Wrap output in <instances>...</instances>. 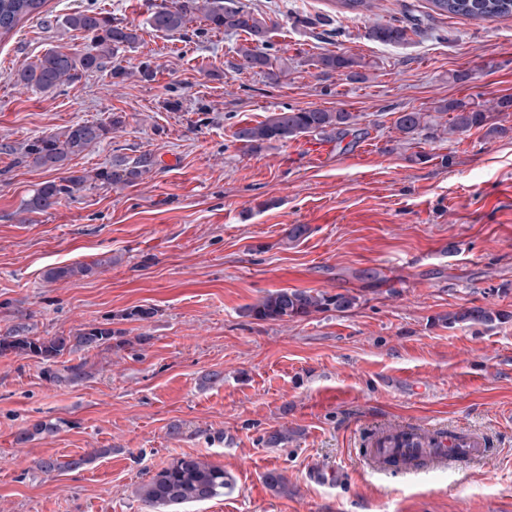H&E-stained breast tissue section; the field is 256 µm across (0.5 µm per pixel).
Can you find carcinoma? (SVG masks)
<instances>
[{
  "instance_id": "obj_1",
  "label": "carcinoma",
  "mask_w": 512,
  "mask_h": 512,
  "mask_svg": "<svg viewBox=\"0 0 512 512\" xmlns=\"http://www.w3.org/2000/svg\"><path fill=\"white\" fill-rule=\"evenodd\" d=\"M431 3L441 15L476 20L512 17V0H431ZM44 6L45 0H0V36L13 31L23 18L41 14ZM198 16L213 30L246 34L244 43L237 49V70L256 69L274 82L279 81L287 70L283 65L276 66L264 51L270 32L267 19L235 5L233 0H166L151 13L149 25L158 32L179 34ZM62 24L90 38V48L84 53L50 49L19 68L13 75L15 84L51 91L88 73L106 71L113 78L128 76L124 67L112 65V57L121 50L136 47L140 40L138 30L117 24L102 12L91 9L65 16ZM368 36L388 45H402L409 39L408 29L392 21L373 23L368 29ZM317 65L324 72H338L351 80L366 79L360 71L363 67L361 60L345 52L324 53L319 56ZM511 112V95L502 96L489 106L481 101V96L469 95L441 99L431 112H400L394 120V127L405 142L420 137L452 140L473 129L483 130L485 136L493 138L512 132V127L499 123L500 116ZM442 114L448 115V120L443 123L438 121ZM123 124V116L114 114L107 123L76 122L57 133L35 137L18 147L10 143L0 144V152L13 157L16 166L24 164L64 173L59 180L48 181L36 189L25 202L24 210L46 212L64 201L76 200L92 189L132 185L151 173L155 161L146 155L133 161L118 155L110 166L92 171L69 166L72 158L100 143ZM358 125L359 115L352 112L283 108L260 122L239 127L234 137L243 147L256 150L272 141L288 142L308 133L334 132L344 136L360 131ZM92 269V265L85 263L56 266L47 269L44 278L51 282L70 280L85 276ZM356 303L357 297L348 291L331 295L313 289H281L269 292L247 306L245 314L258 321H294L332 309L348 310ZM510 317L507 313L494 314L481 306H471L444 316L441 321L448 325H489ZM121 335L122 331L102 324L73 336L36 338L29 335L28 329L19 326L0 336V355L14 353L46 363L65 353L110 351L112 339ZM44 374L55 383L68 384H78L90 377L88 361L84 357L57 372L48 368ZM57 429V424L41 421L21 430L16 441L24 443L36 435L51 434ZM93 459L92 454L66 461L48 457L37 462V469L46 475L76 471ZM264 482L277 493L288 492V478L280 471L267 472ZM232 487V479L224 467L198 455L183 454L142 481L135 488V495L149 512H183L185 506L221 497Z\"/></svg>"
}]
</instances>
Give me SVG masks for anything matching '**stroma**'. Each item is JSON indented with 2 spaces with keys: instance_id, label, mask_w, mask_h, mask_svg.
<instances>
[{
  "instance_id": "obj_1",
  "label": "stroma",
  "mask_w": 512,
  "mask_h": 512,
  "mask_svg": "<svg viewBox=\"0 0 512 512\" xmlns=\"http://www.w3.org/2000/svg\"><path fill=\"white\" fill-rule=\"evenodd\" d=\"M157 2H47L51 16L93 6L137 29L120 83L96 72L50 92L21 88V66L87 40L38 16L0 37V143L116 113L124 127L71 167L156 161L136 185L25 217L24 202L58 174L0 154V336L19 324L50 337L108 322L130 341L87 353L93 375L71 386L49 381L36 359L0 356V512H146L134 488L184 453L235 481L187 512H512V132L406 143L393 126L396 113L442 99L512 94V17L439 15L429 0H374L362 14L339 0H240L273 22L265 51L288 64L274 83L236 70L242 36L201 19L179 35L154 31ZM408 12L423 21L408 43L368 38L373 21ZM338 49L361 59L366 80L315 67ZM465 69L471 80L452 82ZM286 107L359 114L368 135L241 148L238 127ZM297 224L307 232L294 240ZM76 262L95 268L45 280ZM296 288L358 302L294 322L245 316L265 293ZM470 306L508 318L439 323ZM137 307L155 314L127 319ZM215 371L220 380L202 384ZM40 421L60 429L16 443ZM394 426L475 432L488 454L418 475L373 473L366 451ZM276 430L288 439L273 447ZM91 452L78 471L36 468ZM273 469L287 475V494L264 485ZM317 470L338 479L314 481ZM92 269V265L85 263L56 266L47 269L44 273V278L51 282L70 280L73 278L85 276L90 273Z\"/></svg>"
}]
</instances>
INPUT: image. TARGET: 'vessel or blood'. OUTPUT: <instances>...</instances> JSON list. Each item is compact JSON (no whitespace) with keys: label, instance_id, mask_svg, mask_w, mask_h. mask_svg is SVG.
<instances>
[{"label":"vessel or blood","instance_id":"vessel-or-blood-1","mask_svg":"<svg viewBox=\"0 0 512 512\" xmlns=\"http://www.w3.org/2000/svg\"><path fill=\"white\" fill-rule=\"evenodd\" d=\"M435 447L399 448L394 442L374 444L366 463L383 472L419 473L449 463L475 462L485 458L483 437L464 432L435 433Z\"/></svg>","mask_w":512,"mask_h":512}]
</instances>
